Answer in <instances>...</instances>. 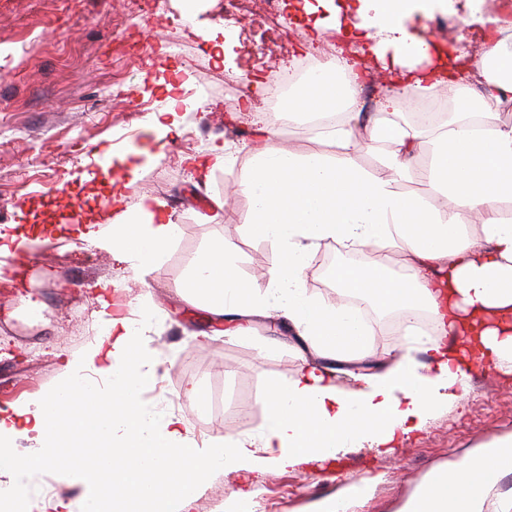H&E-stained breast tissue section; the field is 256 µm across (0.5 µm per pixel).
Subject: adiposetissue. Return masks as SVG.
<instances>
[{"instance_id":"ef3b65f1","label":"adipose tissue","mask_w":512,"mask_h":512,"mask_svg":"<svg viewBox=\"0 0 512 512\" xmlns=\"http://www.w3.org/2000/svg\"><path fill=\"white\" fill-rule=\"evenodd\" d=\"M445 0H347L344 42L360 41L382 63L402 96L383 98L359 135L358 90L363 61L337 55L333 66L292 86L289 118L336 114L324 138L339 143L340 158L295 153L279 146L274 125L260 127L239 188L252 200L253 232L276 243L282 261L259 290L243 278L236 257L214 240L192 263L178 291L213 316L235 321L239 332L255 316H276L315 357L285 387L261 401L265 418L257 439L224 437L207 448L186 436L183 418L158 415L140 395L154 379L142 337L129 317L105 313V330L84 353L69 357L59 384L24 409L0 415V473L11 494L0 512H31V487L44 472L61 480L81 474L91 491L57 501L54 512H183L215 471H280L322 462L354 448L386 453L419 431L441 408L467 394L481 363L512 374V42L497 19L473 17L482 49L470 59L431 49L410 31L418 12ZM447 96L455 117L426 143L423 129L402 121L412 102ZM382 145V171H363L357 155ZM431 158L418 164L423 148ZM418 180L440 196L432 203L399 192ZM480 227L479 234L468 225ZM114 261L145 274L159 266L178 226L164 201L145 197L134 209L96 214L78 227ZM335 242L355 250L401 248L403 274L384 265L339 264L331 275L337 298L316 299L304 275L313 250ZM405 318L426 313L453 345L416 338L392 359H371L370 328L350 297ZM351 367L353 384L336 374ZM93 377H86V370ZM36 441L18 454L16 438ZM512 472V436L480 448L454 470L437 471L401 512H485L490 490Z\"/></svg>"}]
</instances>
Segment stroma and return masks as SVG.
Returning <instances> with one entry per match:
<instances>
[{"instance_id":"1","label":"stroma","mask_w":512,"mask_h":512,"mask_svg":"<svg viewBox=\"0 0 512 512\" xmlns=\"http://www.w3.org/2000/svg\"><path fill=\"white\" fill-rule=\"evenodd\" d=\"M154 11L160 24L116 0H0V203L6 206L0 232H19L38 215L60 226L49 243L24 257L14 282L0 283V415L55 386L65 359L96 342L98 285L113 281L128 302L150 296L160 313L149 333L155 382L143 404L181 415L189 438L200 445L225 435L253 438L263 422L261 398L271 386L288 384L304 365L297 338L266 316L253 318L246 335H226L227 321L189 304L177 288L217 237L234 246L241 275L258 287L266 280L253 276L256 258L278 262V248L249 230L245 217L252 203L237 189L250 163L254 117L232 118L217 74L240 77L236 101L248 99L263 109V82L268 74L288 71L297 54L261 22L215 50L211 36L224 24V0H195L189 16L183 0H155ZM178 69L189 91L179 132L150 135L148 114L132 106L150 99L165 111L164 83ZM99 143L108 145L110 157H124V164L103 169L90 151ZM215 146L227 147L230 160L201 179L188 160ZM116 175L123 178L122 209L153 196L167 203L179 226L162 265L141 277L67 231L88 211H112ZM225 194L233 201L221 213L213 199ZM330 254L340 262L362 260L329 242L312 252L305 285L327 301L336 296L322 269ZM369 316L376 359L409 341L399 312L373 309ZM274 339L278 347L269 348ZM217 386L230 413L219 423L205 416L202 405ZM511 434L512 376L475 369L461 401L438 411L400 448L385 455L358 448L335 461V468L371 486L348 512H399L434 468L460 464L473 448ZM339 488L315 462L246 477L218 471L186 512H226L240 491L250 492L252 512H311L313 502Z\"/></svg>"}]
</instances>
